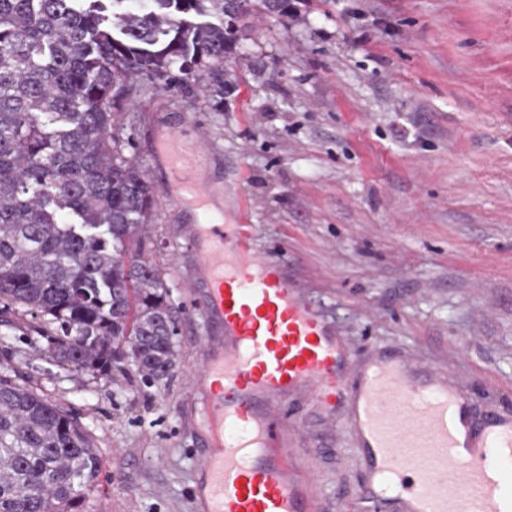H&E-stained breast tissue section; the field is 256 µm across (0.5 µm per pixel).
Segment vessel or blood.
<instances>
[{
    "mask_svg": "<svg viewBox=\"0 0 512 512\" xmlns=\"http://www.w3.org/2000/svg\"><path fill=\"white\" fill-rule=\"evenodd\" d=\"M210 160L191 119L160 133L152 159L171 204L193 218L183 228L195 257L188 285L213 328L189 395L204 443L198 512H317L316 472H301L288 446L304 432L283 412L299 394L326 415L348 399L343 427L363 479L340 512H512V411L475 421L447 369L357 356L285 265L255 252L249 208L226 223L214 205L223 189L203 177Z\"/></svg>",
    "mask_w": 512,
    "mask_h": 512,
    "instance_id": "b4317fda",
    "label": "vessel or blood"
}]
</instances>
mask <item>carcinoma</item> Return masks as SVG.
<instances>
[{"label": "carcinoma", "instance_id": "obj_1", "mask_svg": "<svg viewBox=\"0 0 512 512\" xmlns=\"http://www.w3.org/2000/svg\"><path fill=\"white\" fill-rule=\"evenodd\" d=\"M0 0V315L39 319L60 363L171 379L178 323L137 229L154 191L123 109L184 78L220 99L224 59L293 0ZM100 458L80 422L0 374V512H78Z\"/></svg>", "mask_w": 512, "mask_h": 512}]
</instances>
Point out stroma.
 <instances>
[{"instance_id":"obj_1","label":"stroma","mask_w":512,"mask_h":512,"mask_svg":"<svg viewBox=\"0 0 512 512\" xmlns=\"http://www.w3.org/2000/svg\"><path fill=\"white\" fill-rule=\"evenodd\" d=\"M224 77L222 102L189 79L124 114V153L155 189L141 233L179 309L172 378L80 372L22 309L0 323V373L76 417L101 458L80 512H197L187 391L207 322L185 274L188 216L150 165L159 128L188 114L225 209L251 208L254 250L286 263L358 354L447 366L476 415L512 409V0H300L295 16L253 19ZM346 412L288 404L316 435L290 445L316 467L319 512L361 479Z\"/></svg>"}]
</instances>
